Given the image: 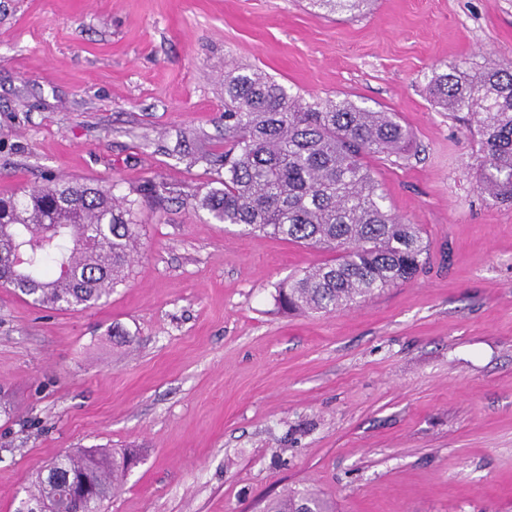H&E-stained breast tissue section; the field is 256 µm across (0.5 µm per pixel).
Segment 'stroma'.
I'll use <instances>...</instances> for the list:
<instances>
[{
  "mask_svg": "<svg viewBox=\"0 0 512 512\" xmlns=\"http://www.w3.org/2000/svg\"><path fill=\"white\" fill-rule=\"evenodd\" d=\"M512 58V0H0V193L43 173L180 190L144 210L126 286L39 311L0 289V512L49 460L137 452L102 512H263L317 491L336 512H512V205L478 189L475 134L425 91L437 66ZM393 112L417 153L369 158L422 225L415 279L335 314L277 308L329 259L214 223L224 69ZM126 338L113 336V328ZM368 2L369 0H310L309 4L313 8L328 14L348 13L355 15L360 13L363 6Z\"/></svg>",
  "mask_w": 512,
  "mask_h": 512,
  "instance_id": "obj_1",
  "label": "stroma"
}]
</instances>
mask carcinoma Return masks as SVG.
<instances>
[{
    "mask_svg": "<svg viewBox=\"0 0 512 512\" xmlns=\"http://www.w3.org/2000/svg\"><path fill=\"white\" fill-rule=\"evenodd\" d=\"M369 0H309L325 13L360 12ZM427 92L446 112H467L485 155L479 189L512 204V61L478 68L435 67ZM412 132L393 112L348 100H307L259 69L224 71V150L200 160L224 169L194 206L220 224L328 249L333 259L286 279L285 311L334 313L412 279L425 263L423 229L393 213L367 158H402ZM173 188L157 176L118 196L112 187L48 176L34 189L0 196V288L32 305L85 309L126 284L141 204L161 210ZM135 461L100 449L58 454L30 497L57 512L75 505L66 486L94 479L87 512H100ZM267 512H333L319 497L289 492Z\"/></svg>",
    "mask_w": 512,
    "mask_h": 512,
    "instance_id": "cac0c4a2",
    "label": "carcinoma"
}]
</instances>
